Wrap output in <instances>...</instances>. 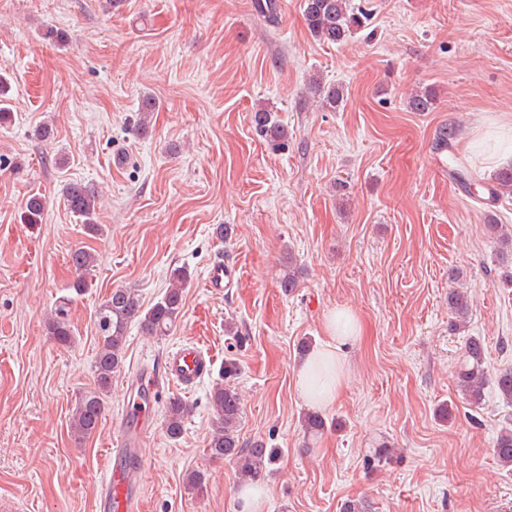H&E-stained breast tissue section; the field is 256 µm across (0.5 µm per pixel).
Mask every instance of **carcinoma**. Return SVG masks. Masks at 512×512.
Wrapping results in <instances>:
<instances>
[{"mask_svg": "<svg viewBox=\"0 0 512 512\" xmlns=\"http://www.w3.org/2000/svg\"><path fill=\"white\" fill-rule=\"evenodd\" d=\"M302 16L310 34L318 41L342 45L348 42L366 19L364 10L354 7L351 0H302ZM321 103L334 110L344 100L343 91L336 86L315 85ZM413 112H429L434 108V97L429 92L414 95L409 100ZM252 127L255 134L275 150L288 147V129L277 115L265 106L252 112ZM491 193L502 190L512 193V167L502 169L491 178ZM64 199L70 211L83 218L84 228L97 234L95 224L97 199L94 193L80 183L67 184ZM44 213L43 198L37 194L29 196L25 202L24 219L33 226L42 222ZM69 262L77 272V278L70 285L75 294L80 295L89 288L86 274L94 267L95 256L79 248L69 256ZM191 278L189 270L176 267L170 271L168 286L163 296L151 307L144 310L134 290L115 288L109 297L98 307L95 326L98 333V351L95 357V388L84 392L78 399L72 416L71 427L80 438L94 434L103 416L106 397L112 385V377L124 363L123 350L128 327L137 322L151 336H167L182 316L184 289ZM286 293L293 292L299 285L298 269L288 262L279 281ZM72 299L64 296L57 301L47 329L60 345L73 343V330L70 320ZM448 310L454 320L451 326L459 328L468 317L470 310L469 294L461 288L448 291ZM241 368L231 356L224 359L221 381L209 393V404L213 410L215 429L207 447L215 459H229L239 468L243 479L250 482L260 480L269 466L281 453L268 442L260 439L250 444L241 442L238 434L243 408L235 380ZM457 380L465 401L473 408L483 405L488 383L495 385L498 395L506 403L512 404V370L506 369L491 373L485 361L484 344L480 337L467 339L457 370ZM189 406L179 397L170 399L165 411V432L171 439L180 437ZM305 434L315 438L327 429L326 419L317 411L310 410L303 418ZM494 454L501 465L512 467V430L505 429L497 437Z\"/></svg>", "mask_w": 512, "mask_h": 512, "instance_id": "obj_1", "label": "carcinoma"}]
</instances>
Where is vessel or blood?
I'll use <instances>...</instances> for the list:
<instances>
[{"instance_id": "vessel-or-blood-1", "label": "vessel or blood", "mask_w": 512, "mask_h": 512, "mask_svg": "<svg viewBox=\"0 0 512 512\" xmlns=\"http://www.w3.org/2000/svg\"><path fill=\"white\" fill-rule=\"evenodd\" d=\"M239 277L236 264L217 261L208 270L207 286L213 293H223L233 287ZM207 366L204 353L194 346H179L167 357L168 384L184 389L194 387ZM134 394L128 395L129 416L123 417L114 435L110 450L111 466L101 489L105 512H142L143 488L132 472L124 470L121 458L139 455L145 438L154 427L152 410L158 394L157 382L151 371L145 370L135 378Z\"/></svg>"}]
</instances>
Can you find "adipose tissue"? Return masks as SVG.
<instances>
[{"instance_id": "obj_1", "label": "adipose tissue", "mask_w": 512, "mask_h": 512, "mask_svg": "<svg viewBox=\"0 0 512 512\" xmlns=\"http://www.w3.org/2000/svg\"><path fill=\"white\" fill-rule=\"evenodd\" d=\"M470 149L478 154L483 170L512 164V122H489ZM326 327L329 342L313 350L297 366L302 392L316 407L330 406L338 397L346 371L344 347L359 334L356 319L342 310L329 316Z\"/></svg>"}]
</instances>
